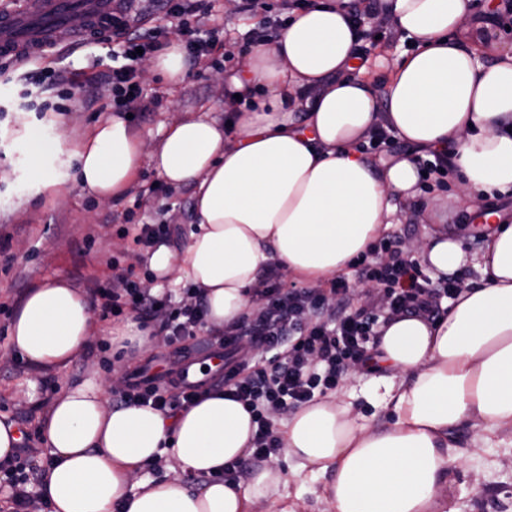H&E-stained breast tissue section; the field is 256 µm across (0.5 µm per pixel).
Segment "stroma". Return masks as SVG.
Wrapping results in <instances>:
<instances>
[{
	"label": "stroma",
	"instance_id": "stroma-1",
	"mask_svg": "<svg viewBox=\"0 0 512 512\" xmlns=\"http://www.w3.org/2000/svg\"><path fill=\"white\" fill-rule=\"evenodd\" d=\"M262 2L263 9L244 13L226 9L225 0H203L209 10L206 27L216 38L209 63L189 69L171 95L160 79L142 72L145 109L134 113L133 125L154 132L178 112H195L203 105L223 110V75L237 68L250 34L267 20L282 16L278 0ZM500 2L480 0L460 30L461 39L485 63L495 61L502 49L512 44V23L495 15ZM363 29L364 54L376 61L368 80L381 93L410 45L389 25L367 22ZM111 64L108 48L76 47L0 75V106L7 110L0 116V417L16 423L22 434L17 453L35 466L40 463L42 421L61 389L92 377L106 380L116 371L125 375L136 370L154 374L172 370L183 356L194 353L197 345L193 339L172 345L158 335L152 337L153 348L145 357L111 358L105 329L113 318L98 308L93 311L97 329L90 344L63 370L35 371L10 345L13 311L30 288L62 277L84 293L91 283L111 284L117 271L134 264V255L143 248L125 233L126 215H133L138 224H167L174 230L192 221L193 192L188 186L167 188L148 202L137 203L138 190L159 181L148 166L142 168L135 191L120 200L102 202L77 187L73 159L46 153L42 156L43 178L65 181L69 193L57 200L37 189L29 170L35 145L61 133L78 142L94 124L113 115L112 92L105 82L88 89L83 86L87 76L107 72ZM48 70L76 74L78 83L56 89L53 100L58 111L39 116L22 108L20 80ZM87 92L95 99L90 109L81 102ZM32 379L37 385L31 390L27 383ZM477 435L471 424L458 428L456 443L461 455L448 466L443 495L453 512H512V430L498 431L481 448L473 445Z\"/></svg>",
	"mask_w": 512,
	"mask_h": 512
}]
</instances>
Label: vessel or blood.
Returning <instances> with one entry per match:
<instances>
[{
	"mask_svg": "<svg viewBox=\"0 0 512 512\" xmlns=\"http://www.w3.org/2000/svg\"><path fill=\"white\" fill-rule=\"evenodd\" d=\"M115 0H16L0 10V58L22 63L112 30Z\"/></svg>",
	"mask_w": 512,
	"mask_h": 512,
	"instance_id": "obj_1",
	"label": "vessel or blood"
}]
</instances>
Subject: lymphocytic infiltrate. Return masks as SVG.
<instances>
[{
    "label": "lymphocytic infiltrate",
    "mask_w": 512,
    "mask_h": 512,
    "mask_svg": "<svg viewBox=\"0 0 512 512\" xmlns=\"http://www.w3.org/2000/svg\"><path fill=\"white\" fill-rule=\"evenodd\" d=\"M157 8L176 20L184 38L185 57L198 65L213 49V33L200 18L199 0H158ZM140 20L116 18L112 28L120 35L119 65L105 74L112 86L118 111H140L143 88L137 66L143 54L159 50L162 29L140 34ZM365 284L359 297L367 302L380 298L389 314L409 312L437 317L442 298L459 295L464 279L451 275L431 285L424 279L417 259L397 250L387 251L380 263L362 269ZM90 293L99 301L103 313L130 312L138 318L158 322L170 343H179L206 332L215 342L234 344L248 339L257 348L270 352L268 366L246 370L237 364L233 373L221 381L234 399L253 414L257 429L254 448L248 458L231 462L224 469L227 480L235 481L255 464L271 461L280 451V438L273 417L314 399L315 395L335 391L349 365L366 366L373 340L366 310L350 308L351 289L341 280L329 289L288 285L272 271L258 294L260 304L250 316L227 327L207 326L206 307L196 288L183 290L180 301L170 294L152 292L125 270L111 287H93ZM201 388L169 393L154 381L128 382L121 404H137L170 412L195 404Z\"/></svg>",
    "instance_id": "1"
}]
</instances>
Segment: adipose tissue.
<instances>
[{"mask_svg":"<svg viewBox=\"0 0 512 512\" xmlns=\"http://www.w3.org/2000/svg\"><path fill=\"white\" fill-rule=\"evenodd\" d=\"M347 2L292 11L275 41L225 76L223 115L182 112L156 135L115 115L78 143L60 136L47 146L68 154L81 187L102 201L127 192L146 165L171 188L193 187L186 244H157L148 265L200 286L209 323L248 314L266 270L311 285L352 275L400 205L438 214L442 196L421 198L417 160L427 152L447 154L462 198L512 194V48L484 64L457 39L471 0H380L415 46L381 95L357 65ZM380 128L407 152L367 158L359 146ZM468 213L485 223L482 286L437 319L406 313L382 324L372 351L379 376L346 399L288 413L282 464L224 481L225 464L249 454L256 425L223 391L168 415L109 405L90 378L65 387L42 423L51 464L40 491L51 512H263L306 474L323 479L334 512H438L460 424L487 435L512 425V224L496 211ZM468 232L437 224L409 250L445 277L464 265ZM95 329L86 298L57 277L16 307L10 338L35 369L59 371ZM359 396L388 414L387 427L354 411ZM159 458L165 475L145 476Z\"/></svg>","mask_w":512,"mask_h":512,"instance_id":"1","label":"adipose tissue"}]
</instances>
